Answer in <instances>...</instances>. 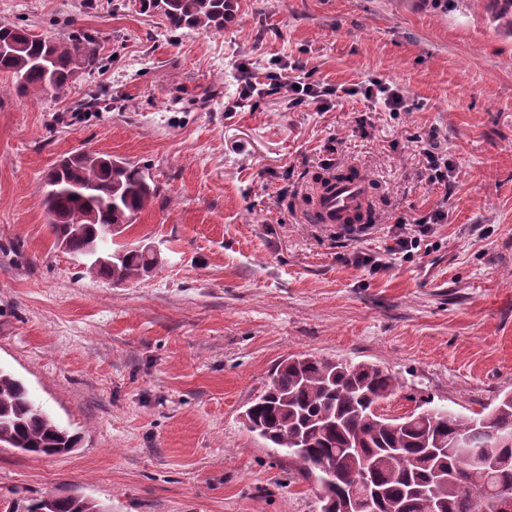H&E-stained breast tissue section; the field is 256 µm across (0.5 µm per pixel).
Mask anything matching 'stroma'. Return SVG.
<instances>
[{"label": "stroma", "mask_w": 512, "mask_h": 512, "mask_svg": "<svg viewBox=\"0 0 512 512\" xmlns=\"http://www.w3.org/2000/svg\"><path fill=\"white\" fill-rule=\"evenodd\" d=\"M221 32H169L124 0H0V22L95 37L102 66L57 97L0 74V366L77 433L53 457L0 448V493L79 492L106 512H320L314 483L242 424L284 358L380 365V411L489 412L512 393V30L492 0H238ZM349 85L405 112L279 96L237 107L238 66ZM108 107L86 109L90 95ZM454 161L451 197L415 137ZM91 150L146 168L158 197L117 242L152 272L116 285L54 244L48 171ZM374 182L376 222L313 224L325 166ZM448 213L392 253L394 221ZM378 268H371V260Z\"/></svg>", "instance_id": "1"}]
</instances>
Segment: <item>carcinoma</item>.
Returning <instances> with one entry per match:
<instances>
[{
	"instance_id": "obj_1",
	"label": "carcinoma",
	"mask_w": 512,
	"mask_h": 512,
	"mask_svg": "<svg viewBox=\"0 0 512 512\" xmlns=\"http://www.w3.org/2000/svg\"><path fill=\"white\" fill-rule=\"evenodd\" d=\"M232 0H141L139 14L157 17L172 31L221 32L232 17ZM0 74L12 78L20 95L60 94L72 77L100 67L95 40L80 32L42 39L28 29L0 22ZM144 170L98 152L63 158L48 174L43 205L54 243L86 261L87 273L124 283L157 266L152 253L115 249L97 262L100 225L117 224L142 212L156 198ZM92 219H87V216ZM400 387L397 378L375 364L320 359L309 354L281 361L267 390L245 410L243 423L269 447L286 451L295 468L314 481L320 469L336 471V483L318 485L319 501L331 512H348L349 479L360 457L383 489L380 512H403L412 487H426L421 512H485L484 490L497 485L512 493V394L479 417L442 408L422 421L417 415L388 417L373 407ZM480 450L483 465L472 466L458 440ZM79 436L57 424L30 397L24 383L0 368V447L36 456H54L76 447ZM360 444L362 456L348 448ZM5 512H105L78 493L53 491L37 498H13Z\"/></svg>"
}]
</instances>
